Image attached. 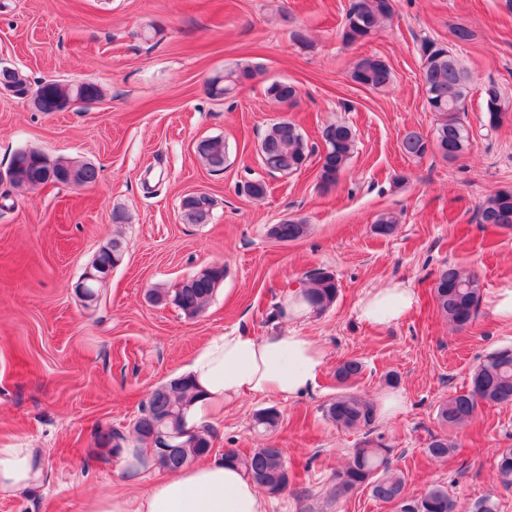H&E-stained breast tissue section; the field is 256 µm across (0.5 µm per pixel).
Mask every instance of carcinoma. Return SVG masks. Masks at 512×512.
Wrapping results in <instances>:
<instances>
[{"instance_id":"cac0c4a2","label":"carcinoma","mask_w":512,"mask_h":512,"mask_svg":"<svg viewBox=\"0 0 512 512\" xmlns=\"http://www.w3.org/2000/svg\"><path fill=\"white\" fill-rule=\"evenodd\" d=\"M392 0H354L347 10L342 25V40L352 44L372 37L393 17ZM422 61V80L426 101L430 111L437 114L433 138L419 132H409L401 140L402 153L410 158H422L434 145L448 160L464 156L471 145V130L461 119V110L469 90V76L461 63L443 43L424 38L419 45ZM261 71L252 63H237L224 68L222 94L237 89L238 82L251 78ZM352 82L371 90H380L392 82L389 65L381 58L367 56L359 59L350 72ZM45 98L39 111L49 112L59 101H76L83 96L101 99L102 89L92 82L51 80L44 83ZM269 98L280 102L286 98H298L297 87L289 82H273L266 88ZM486 124L491 129L500 127L512 118V102L503 98L496 87L485 90ZM325 154L319 157L318 178L320 186L328 189L345 175L355 149L356 137L352 128L344 123H331L322 131ZM271 173L291 174L305 167L313 155L299 127L288 119L272 123L261 139ZM203 163L212 172L224 170L226 143L216 136L203 139L196 146ZM70 168L82 175L83 181L93 184L98 171L84 161L53 160L51 164L35 157L19 169L23 177L11 182L14 188H26L30 183L45 179L49 166ZM213 207H202L198 203H185L180 208L181 220L185 224H207L211 220ZM480 223L498 227H512V190H500L488 195L479 208ZM399 218L392 212L377 216L374 233L389 237L396 233ZM308 225L300 219L274 224L269 235L281 242H294L304 238ZM123 244L122 237L115 235L98 251L99 258L112 267L120 265L125 253L115 250ZM193 286L182 285L169 291L163 288L149 290V300L161 306L172 304L185 316L200 315L212 299L216 289L224 281V268L213 266L205 272L193 275ZM481 282L477 274L457 265L441 270L433 282L431 292L439 313L457 329L469 326L477 317L481 302ZM338 284L335 275L327 270H316L306 276L304 300L313 312L320 314L336 301ZM364 370L357 358L345 359L336 366L335 377L344 387L325 407L328 421L338 428L365 431L364 439L342 462L334 475L332 496L344 498L359 489H367L379 502L392 504L397 512H457V505L440 484L428 486L423 492L411 495L406 491L404 473L392 467L391 447L383 437L371 438L377 418L376 403L353 390L355 381ZM198 398V391L186 376H181L166 387H156L145 404L154 413L153 419L135 423L136 441L143 445V435L155 430L182 436V447L177 454L167 456L159 450L151 452L153 466L159 470L175 472L191 465L212 451V431L200 425L193 431L184 428L186 414ZM512 403V346H501L484 356L470 377L469 388L455 392L442 400L436 409V418L446 431L472 422L477 410L487 405ZM259 433H270L280 423V412L272 407L256 412ZM93 443L98 448L121 450L120 442L126 440L118 429L97 428L92 433ZM455 449L448 434L431 433L426 439L424 452L431 461H444ZM496 476L503 485H512V448H502L495 453ZM224 462L241 466L257 487H288L290 482L288 462L281 448L260 446L247 455L229 451Z\"/></svg>"}]
</instances>
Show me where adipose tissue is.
<instances>
[{
  "label": "adipose tissue",
  "mask_w": 512,
  "mask_h": 512,
  "mask_svg": "<svg viewBox=\"0 0 512 512\" xmlns=\"http://www.w3.org/2000/svg\"><path fill=\"white\" fill-rule=\"evenodd\" d=\"M413 304L412 289L396 284L371 293L359 316L371 324L391 325L401 321ZM325 358L315 340L295 332L258 337L232 329L211 337L187 367L188 376L204 393L191 406L188 422L200 424L250 395L307 394L315 387ZM42 477L39 449L0 447V495L37 485ZM85 512H267V502L241 468L202 461L147 484L138 495L91 498Z\"/></svg>",
  "instance_id": "obj_1"
}]
</instances>
